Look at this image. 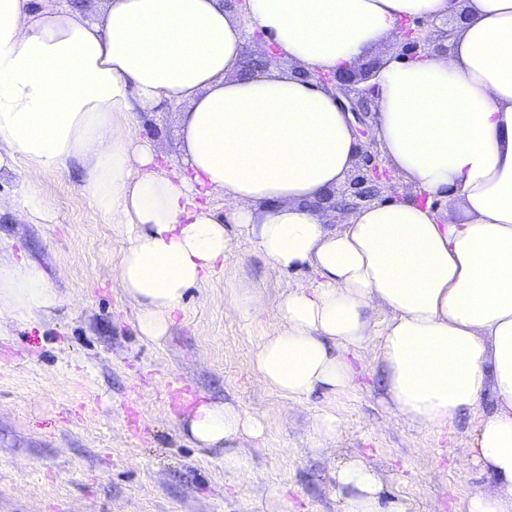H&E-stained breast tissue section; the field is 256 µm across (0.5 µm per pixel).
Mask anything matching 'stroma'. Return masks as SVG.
Listing matches in <instances>:
<instances>
[{
	"label": "stroma",
	"instance_id": "1",
	"mask_svg": "<svg viewBox=\"0 0 512 512\" xmlns=\"http://www.w3.org/2000/svg\"><path fill=\"white\" fill-rule=\"evenodd\" d=\"M137 131L157 169L181 168L178 113H141ZM82 185L77 168L46 172L36 186L45 222L0 214V257L37 263L62 299L31 327L0 317V512H262L272 493L283 512H340L333 474L353 458L380 475L386 512H459L494 489L470 450L494 394L439 431L401 421L372 344L359 352L355 390L289 400L265 383L254 351L277 330L284 295L313 273L272 272L234 225L223 268L189 292L168 336H140L139 309L112 273L123 244ZM243 284L264 302L253 321L230 310ZM202 399L263 416L245 450L252 478L187 439L180 417ZM324 412L341 423L325 448L313 435Z\"/></svg>",
	"mask_w": 512,
	"mask_h": 512
}]
</instances>
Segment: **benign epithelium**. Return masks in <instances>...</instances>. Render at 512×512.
<instances>
[{"label": "benign epithelium", "instance_id": "obj_1", "mask_svg": "<svg viewBox=\"0 0 512 512\" xmlns=\"http://www.w3.org/2000/svg\"><path fill=\"white\" fill-rule=\"evenodd\" d=\"M400 33L401 55L409 59H416L428 50L448 52L444 41L452 35L450 30L439 29L436 21L426 19L401 25ZM373 70L374 66L370 64L364 68L354 65L329 73L304 69L297 71L302 77L313 78L324 87L337 91L344 98L343 106L352 112L359 124L358 132L365 138L360 145V153L364 155L366 168L365 173L349 183V188L350 196L361 202L375 200L393 180V168L383 163L379 154L373 151L376 141L367 123L373 106V86L368 84L373 77ZM341 203L339 191L332 190L319 196L312 202L311 207L318 213L327 215L341 210Z\"/></svg>", "mask_w": 512, "mask_h": 512}]
</instances>
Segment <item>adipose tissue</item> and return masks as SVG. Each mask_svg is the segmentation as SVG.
<instances>
[{"mask_svg": "<svg viewBox=\"0 0 512 512\" xmlns=\"http://www.w3.org/2000/svg\"><path fill=\"white\" fill-rule=\"evenodd\" d=\"M93 9L0 0V171L81 167L85 195L125 244L114 273L151 341L223 261L225 224L274 272L311 266L254 352L266 384L290 400L353 389L350 353L373 343L401 419L439 429L493 392L499 407L480 418L471 452L497 490L461 512H512V0H249L244 22L224 0ZM460 12L447 52L384 54L372 80L377 146L414 195L353 209L330 229L308 203L352 170L353 117L316 81L238 75L247 34L326 72L360 63L403 19ZM167 104L180 108L182 175L152 170L136 129L137 113ZM197 186L223 195V211L198 204ZM445 196L460 221L434 209ZM60 303L39 265L0 260V314L28 324ZM372 305L389 319L369 321ZM182 424L197 447L223 449L225 471L248 475L241 447L262 436L263 416L205 402ZM335 480L341 512H383L369 464H339Z\"/></svg>", "mask_w": 512, "mask_h": 512, "instance_id": "adipose-tissue-1", "label": "adipose tissue"}]
</instances>
